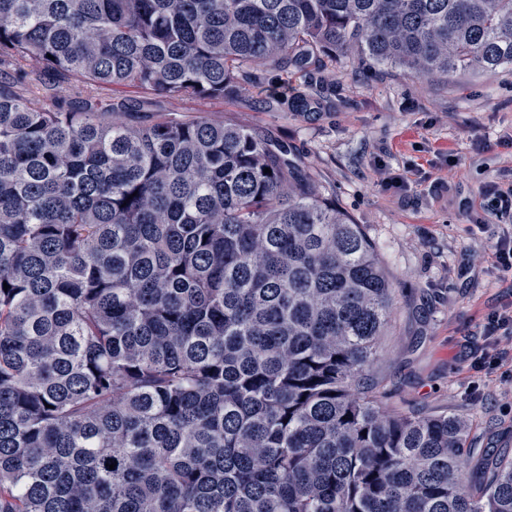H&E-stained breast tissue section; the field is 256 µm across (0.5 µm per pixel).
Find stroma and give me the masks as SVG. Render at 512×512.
I'll list each match as a JSON object with an SVG mask.
<instances>
[{
  "label": "stroma",
  "mask_w": 512,
  "mask_h": 512,
  "mask_svg": "<svg viewBox=\"0 0 512 512\" xmlns=\"http://www.w3.org/2000/svg\"><path fill=\"white\" fill-rule=\"evenodd\" d=\"M289 88L323 99L310 113L265 109L256 87L206 103L170 99L164 112L231 119L290 143L302 166L361 224L397 294L369 368L383 411L470 419L467 479L488 455L512 456V335L488 339L486 316L512 302V273L494 258L497 227L484 190L512 184V68L448 83L376 70L358 56ZM404 180L383 183L384 174Z\"/></svg>",
  "instance_id": "35a3bbf8"
}]
</instances>
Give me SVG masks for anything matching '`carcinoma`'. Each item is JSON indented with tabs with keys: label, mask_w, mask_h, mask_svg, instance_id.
Masks as SVG:
<instances>
[{
	"label": "carcinoma",
	"mask_w": 512,
	"mask_h": 512,
	"mask_svg": "<svg viewBox=\"0 0 512 512\" xmlns=\"http://www.w3.org/2000/svg\"><path fill=\"white\" fill-rule=\"evenodd\" d=\"M354 52L512 67V0H0V512H512L468 419L361 392L396 301L361 225L288 144L156 115Z\"/></svg>",
	"instance_id": "obj_1"
}]
</instances>
